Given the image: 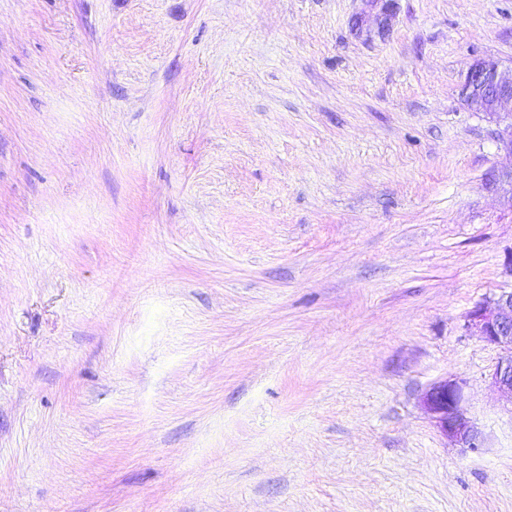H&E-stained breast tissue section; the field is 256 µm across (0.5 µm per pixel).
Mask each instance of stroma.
Segmentation results:
<instances>
[{"label":"stroma","mask_w":512,"mask_h":512,"mask_svg":"<svg viewBox=\"0 0 512 512\" xmlns=\"http://www.w3.org/2000/svg\"><path fill=\"white\" fill-rule=\"evenodd\" d=\"M480 59L512 0H0V512H512ZM468 326L503 351L489 384L512 397V290L502 291L490 303L476 307L469 315ZM465 387L461 379L439 382L426 392L423 403L450 442L459 448L479 451L486 448L487 437L464 411Z\"/></svg>","instance_id":"1"}]
</instances>
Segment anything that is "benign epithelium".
<instances>
[{
    "mask_svg": "<svg viewBox=\"0 0 512 512\" xmlns=\"http://www.w3.org/2000/svg\"><path fill=\"white\" fill-rule=\"evenodd\" d=\"M459 97L467 109L482 112L495 122L497 140L512 156V111H501L503 103L512 102V72L501 69L497 61L478 60L460 85ZM468 326L503 351L489 384L496 391L512 395V290L476 307L469 315ZM465 387L461 379L439 382L426 392L423 403L450 442L478 451L486 447L487 437L464 411Z\"/></svg>",
    "mask_w": 512,
    "mask_h": 512,
    "instance_id": "1",
    "label": "benign epithelium"
}]
</instances>
